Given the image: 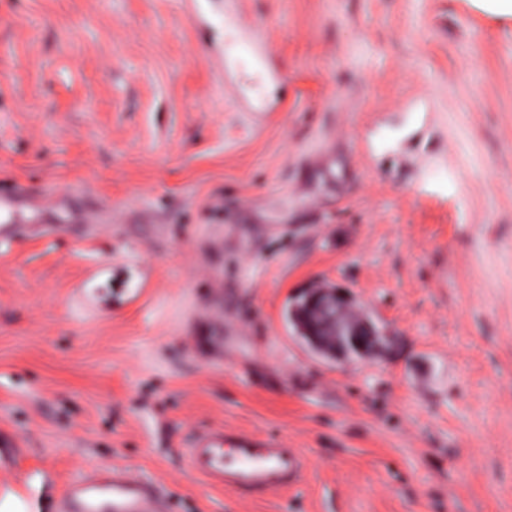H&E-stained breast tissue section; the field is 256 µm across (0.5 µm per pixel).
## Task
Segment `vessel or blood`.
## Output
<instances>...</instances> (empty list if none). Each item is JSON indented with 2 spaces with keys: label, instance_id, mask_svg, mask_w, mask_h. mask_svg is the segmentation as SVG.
Wrapping results in <instances>:
<instances>
[{
  "label": "vessel or blood",
  "instance_id": "1",
  "mask_svg": "<svg viewBox=\"0 0 512 512\" xmlns=\"http://www.w3.org/2000/svg\"><path fill=\"white\" fill-rule=\"evenodd\" d=\"M42 206L25 186L0 191V244H13L30 233L29 215ZM183 454L187 468L210 486L247 496L285 493L307 469L302 452L279 439L213 425L196 430ZM56 512H171V497L159 484L115 466L73 478Z\"/></svg>",
  "mask_w": 512,
  "mask_h": 512
}]
</instances>
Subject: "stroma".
Returning a JSON list of instances; mask_svg holds the SVG:
<instances>
[{
  "mask_svg": "<svg viewBox=\"0 0 512 512\" xmlns=\"http://www.w3.org/2000/svg\"><path fill=\"white\" fill-rule=\"evenodd\" d=\"M250 19L270 52L249 49ZM97 226L0 249L26 512L126 467L172 512H512V17L485 0H0V191ZM350 294L393 356L286 318ZM309 462L251 499L201 425Z\"/></svg>",
  "mask_w": 512,
  "mask_h": 512,
  "instance_id": "obj_1",
  "label": "stroma"
}]
</instances>
